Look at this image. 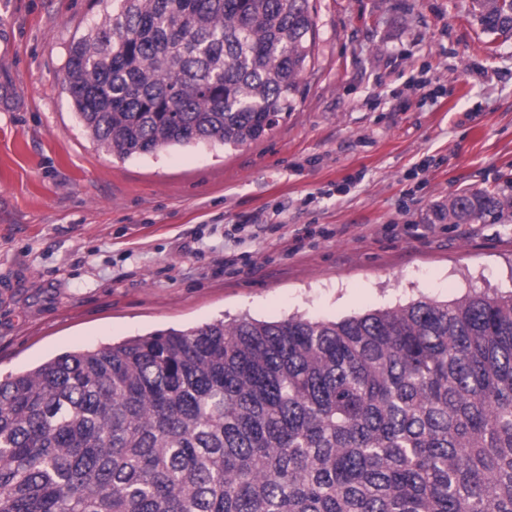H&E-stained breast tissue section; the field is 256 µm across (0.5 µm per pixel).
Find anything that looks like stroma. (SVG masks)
I'll list each match as a JSON object with an SVG mask.
<instances>
[{
    "label": "stroma",
    "mask_w": 512,
    "mask_h": 512,
    "mask_svg": "<svg viewBox=\"0 0 512 512\" xmlns=\"http://www.w3.org/2000/svg\"><path fill=\"white\" fill-rule=\"evenodd\" d=\"M313 5L300 91L263 139L122 161L62 88L102 4L0 0V379L218 319L512 294V216L437 218L456 194L512 193V36L471 0Z\"/></svg>",
    "instance_id": "35a3bbf8"
}]
</instances>
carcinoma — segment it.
I'll return each instance as SVG.
<instances>
[{
	"label": "carcinoma",
	"instance_id": "cac0c4a2",
	"mask_svg": "<svg viewBox=\"0 0 512 512\" xmlns=\"http://www.w3.org/2000/svg\"><path fill=\"white\" fill-rule=\"evenodd\" d=\"M512 33V0H472ZM310 0H112L63 85L121 160L237 147L292 109ZM512 209L463 192L448 223ZM0 512H512V295L242 316L0 380Z\"/></svg>",
	"mask_w": 512,
	"mask_h": 512
}]
</instances>
